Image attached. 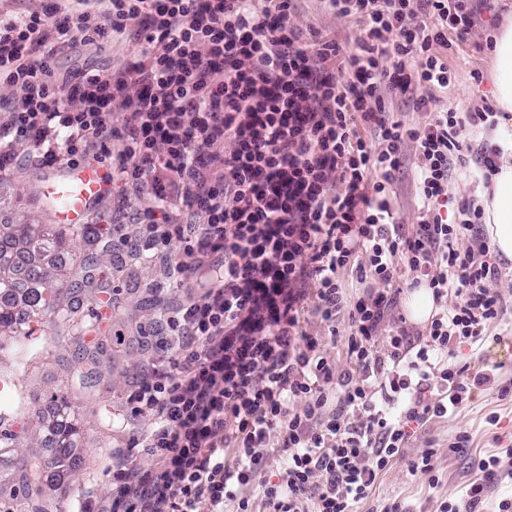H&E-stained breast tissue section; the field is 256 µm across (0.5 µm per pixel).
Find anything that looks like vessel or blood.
<instances>
[{"instance_id": "vessel-or-blood-1", "label": "vessel or blood", "mask_w": 512, "mask_h": 512, "mask_svg": "<svg viewBox=\"0 0 512 512\" xmlns=\"http://www.w3.org/2000/svg\"><path fill=\"white\" fill-rule=\"evenodd\" d=\"M100 191L97 172L89 167L74 168L65 180L49 184L47 192L56 202L55 223H82L90 202Z\"/></svg>"}]
</instances>
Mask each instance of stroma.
I'll use <instances>...</instances> for the list:
<instances>
[{"label":"stroma","mask_w":512,"mask_h":512,"mask_svg":"<svg viewBox=\"0 0 512 512\" xmlns=\"http://www.w3.org/2000/svg\"><path fill=\"white\" fill-rule=\"evenodd\" d=\"M475 25L465 36L449 32L452 47L448 65L454 76L447 91L436 93L434 110L484 112L492 106V58L488 49L502 19L512 17V0H472ZM293 20L304 33L316 32L355 45L361 27L336 17L324 0H293ZM136 24L125 33L96 45L56 40L52 62L58 82L78 70L110 73L126 68L140 56L134 39ZM482 81H474L472 71ZM124 143L115 138L96 168L102 179L101 194L89 205L86 233L74 237L72 249L95 266V285L76 293L78 322L95 323V311L105 306L109 320L99 331H88L82 340H72L67 327L55 316L43 314L31 322V336H0V360L10 361L20 343L34 346L38 357L25 375L0 392V411L19 409L17 420L0 427L20 434L16 445L0 450V487L19 490L15 481L20 458L49 461L55 450L47 440L43 420L52 418L60 400L70 403L77 433L75 466H49L42 495L51 497L62 512H77L78 503L112 501V452L129 449L123 425L132 416L130 395L154 362L169 355L158 328V297L176 305L190 301L192 294L179 278H165L158 261H146L127 248L103 244L99 231L108 224H126L131 229L149 221L163 222L171 213L146 187L126 179L120 172ZM14 159L0 173V195L6 200L0 220L15 212L27 213L36 223H51L55 204L45 192L52 181L66 178L70 164L43 157L34 141L14 143ZM304 331L316 337L336 360L337 373L351 371L344 338L347 321L336 325L337 336H329L321 314L308 308L301 318ZM512 310L490 325L480 340L458 344L448 362L463 368L471 384L459 407L445 416H432L408 427L409 438L399 454L382 471L368 497L356 504V512H442L444 506H461L468 484L476 477L473 459L505 456L512 449ZM90 359H82V352ZM493 369L490 383L475 384V375ZM433 451L434 475L427 478L408 471L410 459Z\"/></svg>","instance_id":"1"}]
</instances>
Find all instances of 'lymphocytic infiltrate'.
<instances>
[{
  "label": "lymphocytic infiltrate",
  "mask_w": 512,
  "mask_h": 512,
  "mask_svg": "<svg viewBox=\"0 0 512 512\" xmlns=\"http://www.w3.org/2000/svg\"><path fill=\"white\" fill-rule=\"evenodd\" d=\"M326 3L361 25L356 49L305 38L290 0H80L73 12L0 17V81L14 90L0 113V168L18 140L46 145L52 159L57 138L72 157L118 137L132 176L198 218L140 228L198 296L166 311L173 353L132 395L149 427L131 440L155 466L117 454V512H254L257 484L266 512H354L407 423L462 402L450 347L504 314L489 287L503 260L480 231V209L461 206L454 223L441 215L454 165L471 154L485 172L497 168L500 149L468 136L489 115L435 111L419 95L451 83L435 50L473 26L470 0ZM131 21L144 61L79 71L60 89L53 34L95 45ZM65 92L76 107H63ZM388 93L416 95L424 122L389 115ZM408 142L422 206L406 234L391 199ZM347 268L363 296L347 293ZM405 268L442 306L416 338L402 326L381 331ZM311 295L328 330L348 317L353 372L337 374L303 331ZM401 395L409 406L397 423L383 406ZM275 450L286 463L262 480Z\"/></svg>",
  "instance_id": "f902f5d3"
}]
</instances>
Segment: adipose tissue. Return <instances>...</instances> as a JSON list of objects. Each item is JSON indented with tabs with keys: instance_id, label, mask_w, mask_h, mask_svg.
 <instances>
[{
	"instance_id": "adipose-tissue-1",
	"label": "adipose tissue",
	"mask_w": 512,
	"mask_h": 512,
	"mask_svg": "<svg viewBox=\"0 0 512 512\" xmlns=\"http://www.w3.org/2000/svg\"><path fill=\"white\" fill-rule=\"evenodd\" d=\"M493 75L494 109L502 117L490 130L489 139L501 149L502 159L477 200L492 245L512 259V19L505 20L494 37Z\"/></svg>"
}]
</instances>
